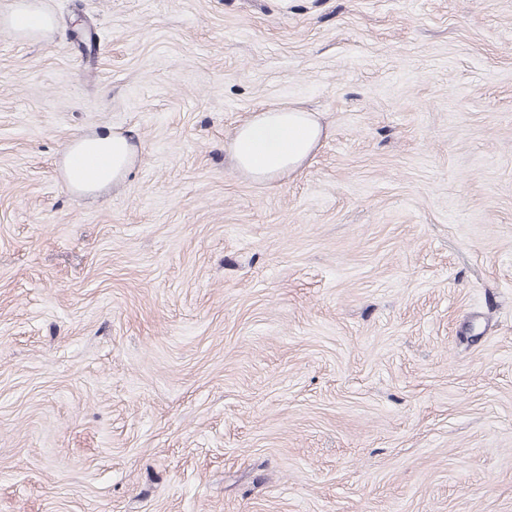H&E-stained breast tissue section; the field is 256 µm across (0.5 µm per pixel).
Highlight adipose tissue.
Here are the masks:
<instances>
[{
    "label": "adipose tissue",
    "instance_id": "adipose-tissue-1",
    "mask_svg": "<svg viewBox=\"0 0 512 512\" xmlns=\"http://www.w3.org/2000/svg\"><path fill=\"white\" fill-rule=\"evenodd\" d=\"M53 18L33 0H18L0 19V29L17 37H36L52 29ZM324 135L316 113L294 106L261 110L239 126L228 147L233 170L270 179L300 168ZM69 185L92 195L118 183L133 168L138 149L118 132L74 134L63 147Z\"/></svg>",
    "mask_w": 512,
    "mask_h": 512
}]
</instances>
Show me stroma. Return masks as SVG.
<instances>
[{
    "mask_svg": "<svg viewBox=\"0 0 512 512\" xmlns=\"http://www.w3.org/2000/svg\"><path fill=\"white\" fill-rule=\"evenodd\" d=\"M39 3L0 30V512H512V0ZM283 104L312 158L233 172ZM103 128L140 154L77 194ZM54 20L35 2L19 1L15 8L1 19L0 29L17 37H36L50 31ZM317 116L289 105L257 112L233 134L228 147L231 168L257 179L294 172L326 135ZM63 154L69 185L92 195L122 180L135 165L138 149L120 132L93 131L74 134Z\"/></svg>",
    "mask_w": 512,
    "mask_h": 512,
    "instance_id": "1",
    "label": "stroma"
}]
</instances>
